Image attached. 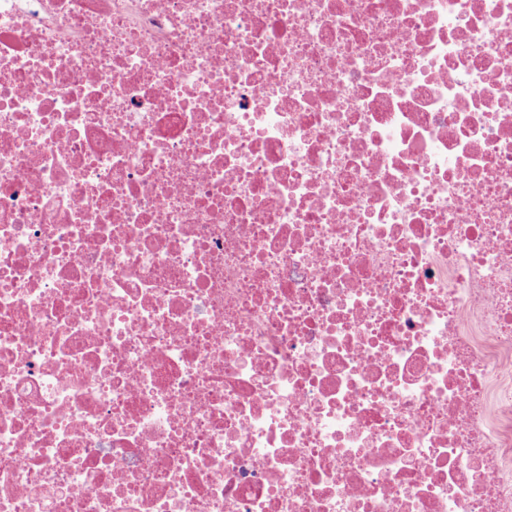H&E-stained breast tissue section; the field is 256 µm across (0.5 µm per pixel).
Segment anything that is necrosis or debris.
<instances>
[{"label": "necrosis or debris", "mask_w": 512, "mask_h": 512, "mask_svg": "<svg viewBox=\"0 0 512 512\" xmlns=\"http://www.w3.org/2000/svg\"><path fill=\"white\" fill-rule=\"evenodd\" d=\"M0 512H512V0H0Z\"/></svg>", "instance_id": "obj_1"}]
</instances>
